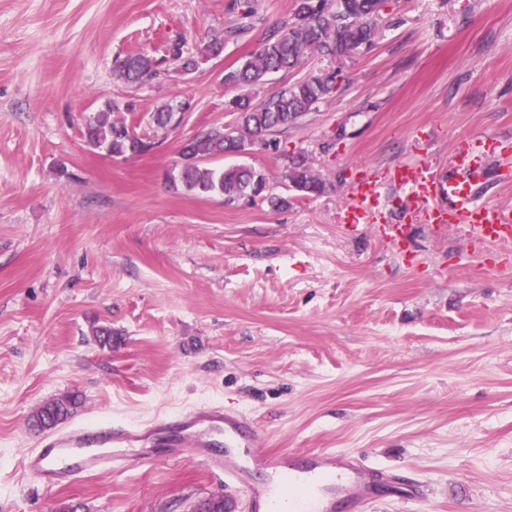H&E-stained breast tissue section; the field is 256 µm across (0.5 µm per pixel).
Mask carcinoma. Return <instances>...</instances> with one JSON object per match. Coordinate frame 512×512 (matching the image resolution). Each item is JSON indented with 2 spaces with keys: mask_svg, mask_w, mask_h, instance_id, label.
I'll use <instances>...</instances> for the list:
<instances>
[{
  "mask_svg": "<svg viewBox=\"0 0 512 512\" xmlns=\"http://www.w3.org/2000/svg\"><path fill=\"white\" fill-rule=\"evenodd\" d=\"M382 2L295 0L288 22L269 34L257 51L227 71L224 83L258 89L270 74L295 70L312 53L342 58L371 45L376 37L375 15ZM237 8L241 9L238 22L224 31V37H214L205 47L206 54L219 56L224 50L225 38L250 29L255 15L251 0H241ZM165 59L179 63L185 73L196 68L195 56L185 50L181 39L168 44ZM163 60L145 52L130 55L120 61L114 75L122 82L147 84L161 76ZM340 81V71L331 70L287 84L257 103L247 95L231 99L229 107L238 114L233 132L228 134L224 128L211 127L187 139L180 150L182 164L172 183L199 195H222L227 203L260 199L275 207L287 204L286 199L268 194L266 178L256 169L246 165L211 168L208 161L224 154L239 153L249 142L288 129L331 97L340 87ZM180 111L178 106L160 107L151 115L152 133L141 135L126 121L110 119L112 105L109 104L87 120L83 138L87 145L114 158L140 155L152 149L159 132L179 124L177 114ZM286 178L296 191L307 196L320 194L325 188L323 180L311 171L303 158L292 162ZM78 402L76 393L65 400L56 398L45 402L34 414L35 426L46 429L65 421Z\"/></svg>",
  "mask_w": 512,
  "mask_h": 512,
  "instance_id": "obj_1",
  "label": "carcinoma"
}]
</instances>
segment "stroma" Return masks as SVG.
<instances>
[{
  "label": "stroma",
  "instance_id": "obj_1",
  "mask_svg": "<svg viewBox=\"0 0 512 512\" xmlns=\"http://www.w3.org/2000/svg\"><path fill=\"white\" fill-rule=\"evenodd\" d=\"M235 2L0 0V512H191L220 495L246 512L188 454L44 492L19 468L32 417L74 392V422L216 404L248 416L271 454L349 453L424 486L410 503L379 491L369 512H512V243L424 223L385 184L377 223L345 221L360 179L409 156L452 175L455 142L512 138V0H385L372 47L309 56L252 91L343 70L287 131L214 161L260 171L281 208L170 176L183 141L236 126L224 74L294 0H253L254 28L192 73L112 75L177 38L202 56ZM108 104L143 132L161 106L186 110L153 150L115 159L81 136ZM300 155L322 194L287 180ZM485 165L479 200L512 210V167L492 153Z\"/></svg>",
  "mask_w": 512,
  "mask_h": 512
}]
</instances>
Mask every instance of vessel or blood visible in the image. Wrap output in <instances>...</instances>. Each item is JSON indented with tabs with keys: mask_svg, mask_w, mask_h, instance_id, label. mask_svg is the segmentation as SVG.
Returning <instances> with one entry per match:
<instances>
[{
	"mask_svg": "<svg viewBox=\"0 0 512 512\" xmlns=\"http://www.w3.org/2000/svg\"><path fill=\"white\" fill-rule=\"evenodd\" d=\"M389 179L423 201L426 223L453 224L492 244L512 240V211L479 201L467 179L443 176L418 157L393 164ZM380 196L378 180L358 182L346 223H372ZM149 436L167 448L189 449L209 472L223 476L225 487L243 489L249 512H291L287 498L249 480V473L257 470L287 469L289 478L307 490L304 512H365L382 488L402 501L423 495L418 483L387 469L365 467L356 457L270 454L259 448L249 418L220 405L168 415L144 429L120 420L92 419L48 432L42 434L36 451L21 459L20 467L49 492L86 476L121 474L152 461V453L143 446Z\"/></svg>",
	"mask_w": 512,
	"mask_h": 512,
	"instance_id": "b4317fda",
	"label": "vessel or blood"
}]
</instances>
